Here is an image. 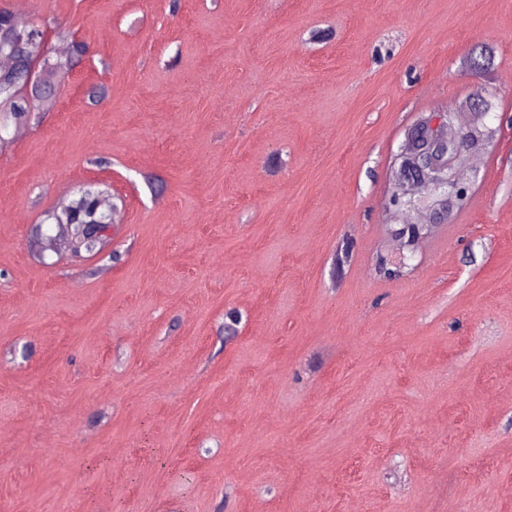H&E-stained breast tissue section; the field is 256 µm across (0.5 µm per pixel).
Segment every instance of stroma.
Masks as SVG:
<instances>
[{"mask_svg": "<svg viewBox=\"0 0 512 512\" xmlns=\"http://www.w3.org/2000/svg\"><path fill=\"white\" fill-rule=\"evenodd\" d=\"M0 4L89 48L0 154V512H512V0ZM477 95L465 203L378 276L393 156ZM97 180L106 248L45 264Z\"/></svg>", "mask_w": 512, "mask_h": 512, "instance_id": "1", "label": "stroma"}]
</instances>
